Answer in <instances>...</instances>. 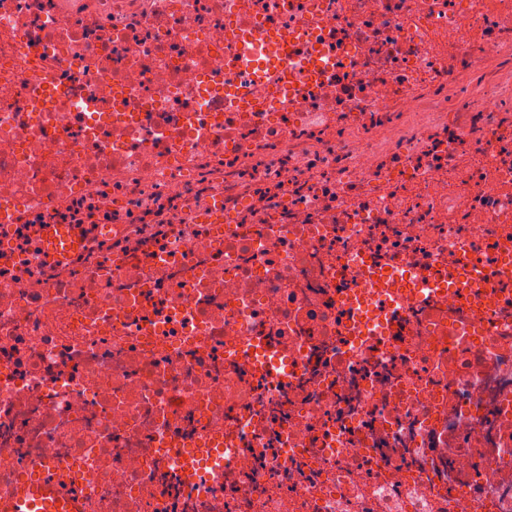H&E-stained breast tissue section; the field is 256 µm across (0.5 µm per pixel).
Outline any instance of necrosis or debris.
I'll return each instance as SVG.
<instances>
[{"label": "necrosis or debris", "instance_id": "obj_1", "mask_svg": "<svg viewBox=\"0 0 512 512\" xmlns=\"http://www.w3.org/2000/svg\"><path fill=\"white\" fill-rule=\"evenodd\" d=\"M43 476L512 512V0H0V498Z\"/></svg>", "mask_w": 512, "mask_h": 512}]
</instances>
